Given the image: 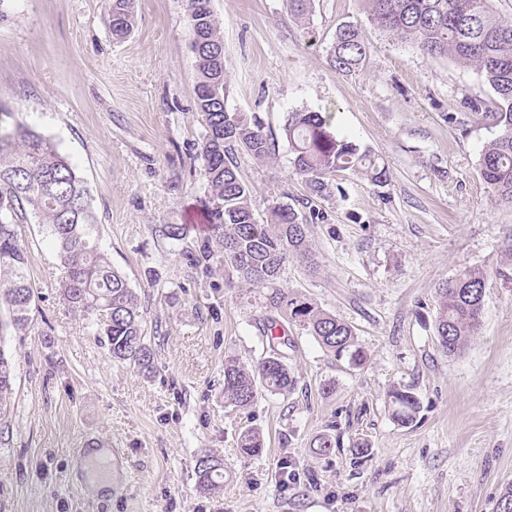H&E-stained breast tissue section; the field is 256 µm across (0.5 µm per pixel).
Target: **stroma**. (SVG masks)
<instances>
[{
    "label": "stroma",
    "mask_w": 512,
    "mask_h": 512,
    "mask_svg": "<svg viewBox=\"0 0 512 512\" xmlns=\"http://www.w3.org/2000/svg\"><path fill=\"white\" fill-rule=\"evenodd\" d=\"M110 7L0 0V127L40 133L86 180L99 246L139 297L157 369L147 378L112 360L106 337L61 305L42 225H19L36 303L28 329L0 336L16 370L0 416V512H495L512 483V205L479 172L495 128L462 106L495 108L491 88L382 33L361 0H313L303 22L287 0H212L226 106L275 142L268 163L239 160L255 207L286 203L310 221L314 262L289 263L282 283L350 324L367 356L356 367L297 334L284 350L295 390L239 411L224 404V360L252 363L267 347L260 307L194 258L205 123L185 0H135L136 26L119 41ZM346 22L368 50L342 76L330 51ZM293 111L332 113L339 137L383 160L388 185L345 172L338 192L306 203L282 135ZM160 224L186 225L185 242ZM464 267L487 274L482 325L451 356L434 334L435 290ZM395 388L420 402L411 425L391 415ZM250 427L265 448L246 458L236 440ZM323 434L336 438L326 455L312 446ZM96 442L125 463L107 497L75 468ZM205 454L224 460L223 494L197 487Z\"/></svg>",
    "instance_id": "obj_1"
}]
</instances>
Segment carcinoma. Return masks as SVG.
I'll return each mask as SVG.
<instances>
[{"mask_svg":"<svg viewBox=\"0 0 512 512\" xmlns=\"http://www.w3.org/2000/svg\"><path fill=\"white\" fill-rule=\"evenodd\" d=\"M371 22L428 57H445L475 68L497 96L496 110L482 112V101L464 107L498 128L480 156V174L497 200L512 204V19L493 10L492 0H361ZM191 47L197 63L196 105L205 121L200 156L208 188L205 203L206 241L217 246V260L237 287L257 292L263 308L262 331L270 352L247 366L224 361V403L252 408L259 395L286 394L297 384L278 348L288 346V327L313 337L326 351L349 356L352 365L366 361L348 323L310 298L285 288L281 275L290 261L313 264L310 225L281 203L270 206L261 220L253 205L254 189L243 179L239 158L257 163L275 156L271 138L243 112L225 105L227 72L224 40L211 0H186ZM136 22L133 0H112L109 25L118 39ZM366 45L360 29H336L330 63L350 75L363 64ZM283 135L295 173L305 182L306 200L333 192L342 172L357 173L375 186L389 182V172L373 153L340 139L320 112H290ZM46 228L59 261V298L68 312L79 315L107 338L112 360L149 376L156 370V351L144 334L138 296L125 276L112 268L95 241L96 213L90 190L76 168L41 134L27 129L0 131V301L9 311L7 326L24 330L32 322L34 285L29 274V248L18 233L20 224ZM485 273L458 271L436 288L435 336L454 355L481 323ZM13 368L0 349V414L12 394ZM392 417L402 425L414 422L417 396L395 389L388 393ZM237 447L245 457L262 453L264 440L256 428L240 432ZM198 487L205 494L224 491V459L204 455L197 460Z\"/></svg>","mask_w":512,"mask_h":512,"instance_id":"1","label":"carcinoma"}]
</instances>
